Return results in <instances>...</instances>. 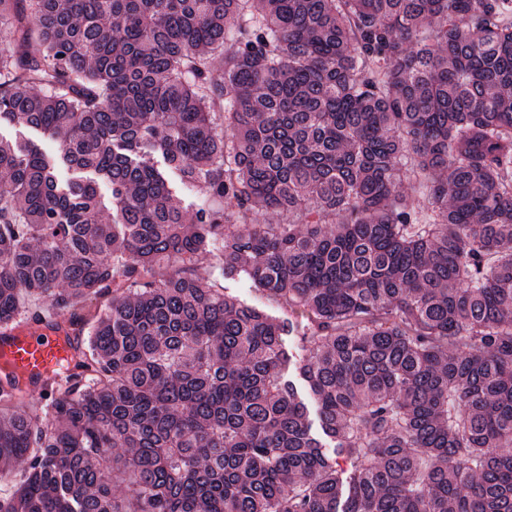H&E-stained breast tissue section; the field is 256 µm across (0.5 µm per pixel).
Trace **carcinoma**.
Returning <instances> with one entry per match:
<instances>
[{
  "mask_svg": "<svg viewBox=\"0 0 512 512\" xmlns=\"http://www.w3.org/2000/svg\"><path fill=\"white\" fill-rule=\"evenodd\" d=\"M2 17L0 122L56 140L74 176L0 139V327L28 295L85 339L44 417L5 407L0 480L24 468L0 512H512V0ZM156 152L222 207H181ZM215 246L296 321L199 275ZM288 353L291 357V362L288 365V377L293 379L297 385L299 392L301 393L302 398L308 406L309 411V420L312 422V433L317 437H320L321 431L319 428L318 421L316 419V404L312 397L308 394L307 390L304 387L302 381L297 377V366L300 361L305 357V352L301 351L292 339L288 341Z\"/></svg>",
  "mask_w": 512,
  "mask_h": 512,
  "instance_id": "1",
  "label": "carcinoma"
}]
</instances>
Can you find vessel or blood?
<instances>
[{"label":"vessel or blood","mask_w":512,"mask_h":512,"mask_svg":"<svg viewBox=\"0 0 512 512\" xmlns=\"http://www.w3.org/2000/svg\"><path fill=\"white\" fill-rule=\"evenodd\" d=\"M76 336L67 328H57L48 321L0 330V397L14 396L8 374H18L24 393L41 394L46 375L58 370L73 373L72 359Z\"/></svg>","instance_id":"obj_1"}]
</instances>
